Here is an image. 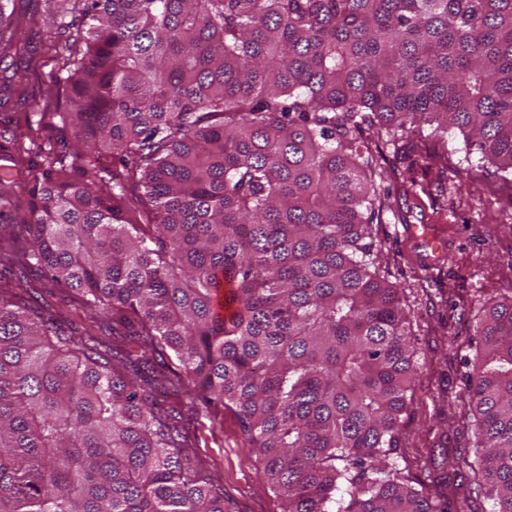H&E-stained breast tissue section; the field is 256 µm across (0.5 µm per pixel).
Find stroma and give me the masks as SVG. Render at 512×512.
Segmentation results:
<instances>
[{
	"mask_svg": "<svg viewBox=\"0 0 512 512\" xmlns=\"http://www.w3.org/2000/svg\"><path fill=\"white\" fill-rule=\"evenodd\" d=\"M55 66L43 56L24 99L0 96V121L52 105ZM363 137L375 149L372 170L383 189L372 224L373 261L399 290L416 349L413 399L388 464L411 480L442 477L452 487L464 478L457 457L474 446L463 367L479 342L473 326L484 301L512 297V180L481 163L454 129L441 144L409 133L392 143L375 129ZM411 224L434 229L443 260L426 264L421 244L407 233ZM181 402L195 433L190 461L223 491L227 512H282L235 412L214 414L186 396Z\"/></svg>",
	"mask_w": 512,
	"mask_h": 512,
	"instance_id": "stroma-1",
	"label": "stroma"
}]
</instances>
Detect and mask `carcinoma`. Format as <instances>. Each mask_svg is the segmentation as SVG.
Segmentation results:
<instances>
[{
	"label": "carcinoma",
	"mask_w": 512,
	"mask_h": 512,
	"mask_svg": "<svg viewBox=\"0 0 512 512\" xmlns=\"http://www.w3.org/2000/svg\"><path fill=\"white\" fill-rule=\"evenodd\" d=\"M77 2L37 120L70 138L27 159L0 132V512H225L183 389L235 411L282 512H448L386 465L415 351L371 270L361 132L457 129L512 175V0ZM15 14L0 52L24 57ZM474 332L453 494L512 512V298Z\"/></svg>",
	"instance_id": "obj_1"
}]
</instances>
